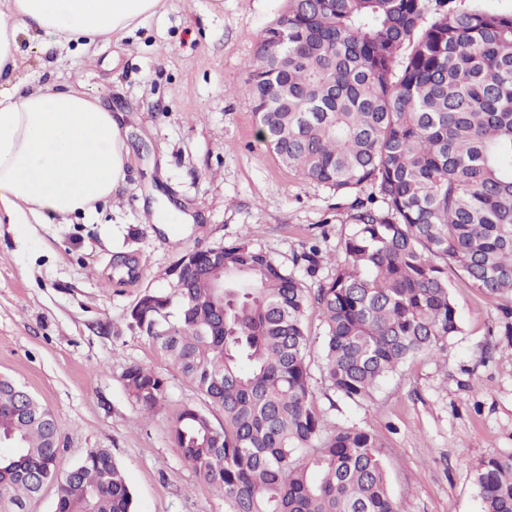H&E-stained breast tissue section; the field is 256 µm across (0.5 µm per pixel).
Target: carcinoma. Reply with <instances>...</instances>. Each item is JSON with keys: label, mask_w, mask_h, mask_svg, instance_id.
Instances as JSON below:
<instances>
[{"label": "carcinoma", "mask_w": 512, "mask_h": 512, "mask_svg": "<svg viewBox=\"0 0 512 512\" xmlns=\"http://www.w3.org/2000/svg\"><path fill=\"white\" fill-rule=\"evenodd\" d=\"M452 0H289L247 64L259 138L305 180L352 194L334 272L297 255L305 277L247 239L224 250V304L208 271L144 292L132 324L193 387L171 440L227 512H403L366 430L328 427L310 385L306 317L324 324L321 373L360 406L419 355L461 331L451 275L502 300L512 337V11ZM365 185L376 194L363 198ZM125 390L144 413L168 381L133 364ZM0 376V512H25L59 480L50 410L21 416ZM222 420L212 419L213 411ZM483 512H512V451L475 468ZM107 448L59 485L55 512H131Z\"/></svg>", "instance_id": "obj_1"}]
</instances>
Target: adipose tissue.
I'll return each instance as SVG.
<instances>
[{"mask_svg":"<svg viewBox=\"0 0 512 512\" xmlns=\"http://www.w3.org/2000/svg\"><path fill=\"white\" fill-rule=\"evenodd\" d=\"M160 0H0V76L18 63L17 34L44 43L126 37ZM121 115L69 85L0 91V222L94 220L124 182L129 151Z\"/></svg>","mask_w":512,"mask_h":512,"instance_id":"1","label":"adipose tissue"}]
</instances>
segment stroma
Listing matches in <instances>:
<instances>
[{
  "label": "stroma",
  "instance_id": "stroma-1",
  "mask_svg": "<svg viewBox=\"0 0 512 512\" xmlns=\"http://www.w3.org/2000/svg\"><path fill=\"white\" fill-rule=\"evenodd\" d=\"M288 0H161L133 33L87 48L19 32L15 84L80 86L124 115L125 182L97 221L0 224V375L52 412L59 470L106 448L124 471L134 512H225L171 443L193 388L130 323L145 290L169 288L192 249L247 238L284 266L305 245L339 254L350 197L304 180L257 136L247 63ZM175 204L190 224L149 223ZM462 331L448 350L388 377L372 400L330 407L319 372L323 324L309 312L316 402L328 423L375 434L403 512H482L474 469L512 450V345L496 297L452 279ZM132 364L163 373L168 392L141 416L122 382Z\"/></svg>",
  "mask_w": 512,
  "mask_h": 512
}]
</instances>
